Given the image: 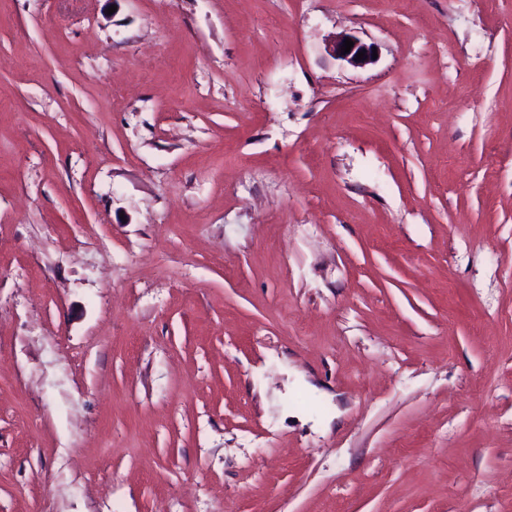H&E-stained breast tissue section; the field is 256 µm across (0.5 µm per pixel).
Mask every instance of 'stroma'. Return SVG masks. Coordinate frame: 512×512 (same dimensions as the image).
<instances>
[{
  "label": "stroma",
  "mask_w": 512,
  "mask_h": 512,
  "mask_svg": "<svg viewBox=\"0 0 512 512\" xmlns=\"http://www.w3.org/2000/svg\"><path fill=\"white\" fill-rule=\"evenodd\" d=\"M0 512H512V0H0ZM346 38H350L351 41L354 42L353 47L351 48L349 53L342 54L341 47L343 46ZM375 49L374 45H367L361 42L359 39L352 36H343L338 40H335L331 46V52L337 56L338 59L344 60L352 66L363 67L365 65L371 64L373 62V50ZM365 51L364 57L362 60H356L357 53Z\"/></svg>",
  "instance_id": "35a3bbf8"
}]
</instances>
